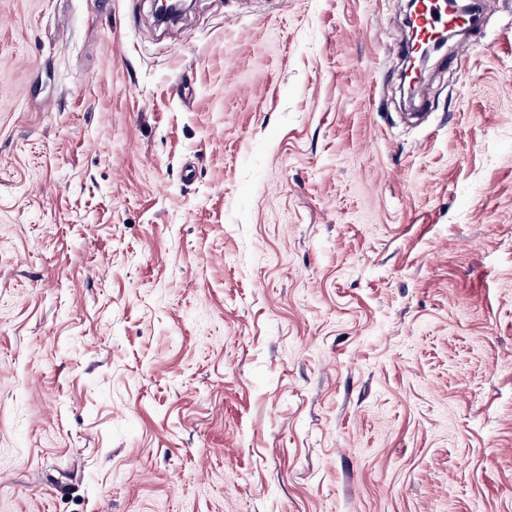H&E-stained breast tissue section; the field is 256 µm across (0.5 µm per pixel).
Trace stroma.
Listing matches in <instances>:
<instances>
[{
    "label": "stroma",
    "instance_id": "1",
    "mask_svg": "<svg viewBox=\"0 0 512 512\" xmlns=\"http://www.w3.org/2000/svg\"><path fill=\"white\" fill-rule=\"evenodd\" d=\"M403 7L0 0V512H512V0L420 122Z\"/></svg>",
    "mask_w": 512,
    "mask_h": 512
}]
</instances>
